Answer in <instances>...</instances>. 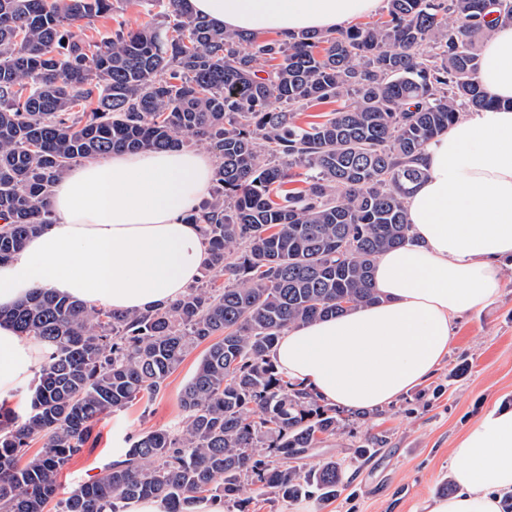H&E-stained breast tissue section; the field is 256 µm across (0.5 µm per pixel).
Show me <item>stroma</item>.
<instances>
[{
	"mask_svg": "<svg viewBox=\"0 0 512 512\" xmlns=\"http://www.w3.org/2000/svg\"><path fill=\"white\" fill-rule=\"evenodd\" d=\"M156 20L142 0H126L112 14L94 19L87 34L98 42ZM454 336L436 374L393 403L374 410L337 409L336 433L323 437L301 462L307 469L330 459L341 463L344 486L335 499L283 502L248 483L237 504H225L224 512H424V503L438 497L449 480L458 439L488 407L512 404V268L505 271L499 298L460 315ZM205 351L202 345L194 348L151 402L101 417L99 444L61 472L57 499L47 512H57L59 499L101 476L104 465L123 453L128 436L180 421L181 391ZM362 448L372 449V456L358 457Z\"/></svg>",
	"mask_w": 512,
	"mask_h": 512,
	"instance_id": "1",
	"label": "stroma"
}]
</instances>
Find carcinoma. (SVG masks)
<instances>
[{"label":"carcinoma","mask_w":512,"mask_h":512,"mask_svg":"<svg viewBox=\"0 0 512 512\" xmlns=\"http://www.w3.org/2000/svg\"><path fill=\"white\" fill-rule=\"evenodd\" d=\"M142 2L163 23L93 42L84 25L122 0H0V265L53 222L50 187L77 161L189 141L219 159L213 194L185 218L201 225L207 261L182 296L130 312L40 288L0 311L46 349L25 410L0 402V512H46L101 416L152 401L215 336L181 392V422L130 438L59 512L149 498L195 512L205 497L236 500L246 481L283 502L329 500L341 464L294 462L336 431V412L288 386L270 352L291 326L378 301L374 264L407 239L421 152L494 105L476 43L488 8L512 23V0H387L378 25L287 40L227 31L187 0ZM328 102L340 104L331 118L297 123ZM36 437L43 448L24 458Z\"/></svg>","instance_id":"1"}]
</instances>
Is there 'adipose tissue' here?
I'll use <instances>...</instances> for the list:
<instances>
[{"label": "adipose tissue", "instance_id": "ef3b65f1", "mask_svg": "<svg viewBox=\"0 0 512 512\" xmlns=\"http://www.w3.org/2000/svg\"><path fill=\"white\" fill-rule=\"evenodd\" d=\"M382 0H189L229 31H333L374 15ZM482 88L500 100L424 149L423 181L407 197L408 240L381 253L379 300L285 331L270 353L285 381L353 410L391 403L431 378L455 319L494 303L512 260V24L482 48ZM214 158L191 149L118 152L70 168L50 190L52 224L0 266V309L49 288L94 307L140 312L177 298L207 261L199 225ZM39 346L0 323V390L21 384ZM452 495L425 512H504L512 494V407L493 405L453 450Z\"/></svg>", "mask_w": 512, "mask_h": 512}]
</instances>
